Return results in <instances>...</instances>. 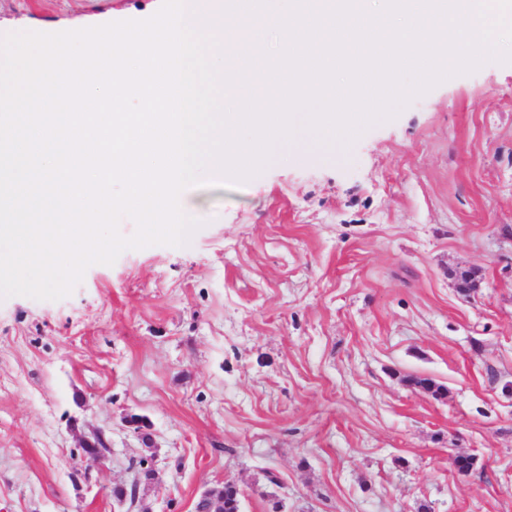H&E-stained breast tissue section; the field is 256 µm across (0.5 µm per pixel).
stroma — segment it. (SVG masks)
Listing matches in <instances>:
<instances>
[{"label": "stroma", "mask_w": 512, "mask_h": 512, "mask_svg": "<svg viewBox=\"0 0 512 512\" xmlns=\"http://www.w3.org/2000/svg\"><path fill=\"white\" fill-rule=\"evenodd\" d=\"M160 6L0 0V37ZM187 202L188 246L125 250L58 301L0 300V512H112L142 459L138 512H192L227 480L242 512H512V64ZM97 430L100 462L78 450Z\"/></svg>", "instance_id": "stroma-1"}]
</instances>
